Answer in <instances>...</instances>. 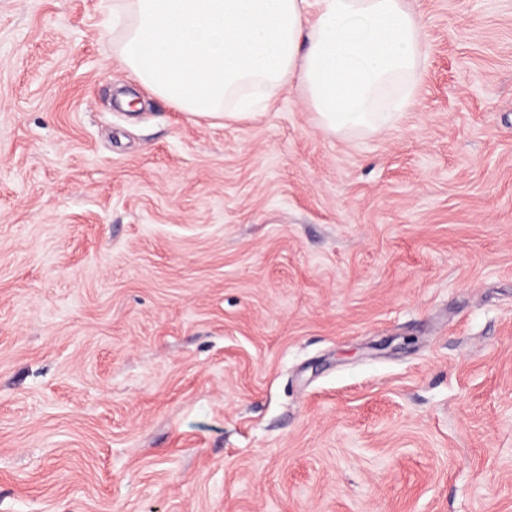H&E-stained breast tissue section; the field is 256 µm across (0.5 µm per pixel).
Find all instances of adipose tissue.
Masks as SVG:
<instances>
[{
	"label": "adipose tissue",
	"instance_id": "ef3b65f1",
	"mask_svg": "<svg viewBox=\"0 0 512 512\" xmlns=\"http://www.w3.org/2000/svg\"><path fill=\"white\" fill-rule=\"evenodd\" d=\"M112 54L193 117L243 118L295 86L332 135L389 126L416 98L426 33L406 0H113Z\"/></svg>",
	"mask_w": 512,
	"mask_h": 512
}]
</instances>
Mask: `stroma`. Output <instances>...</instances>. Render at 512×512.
<instances>
[{"mask_svg":"<svg viewBox=\"0 0 512 512\" xmlns=\"http://www.w3.org/2000/svg\"><path fill=\"white\" fill-rule=\"evenodd\" d=\"M407 3L417 100L330 136L0 0V512H512V0Z\"/></svg>","mask_w":512,"mask_h":512,"instance_id":"1","label":"stroma"}]
</instances>
